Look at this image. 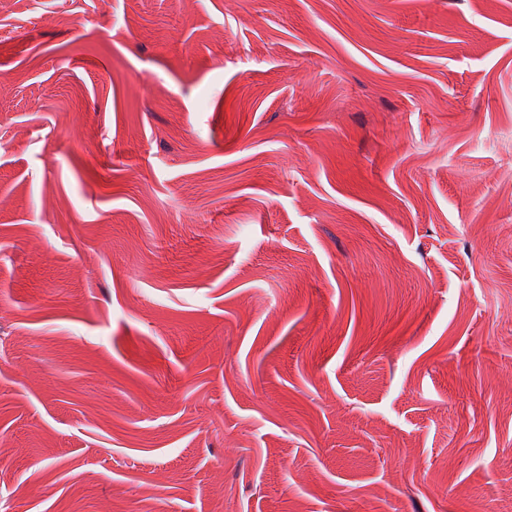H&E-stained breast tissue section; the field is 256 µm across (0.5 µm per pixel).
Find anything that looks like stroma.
<instances>
[{"mask_svg": "<svg viewBox=\"0 0 512 512\" xmlns=\"http://www.w3.org/2000/svg\"><path fill=\"white\" fill-rule=\"evenodd\" d=\"M0 512H512V0H0Z\"/></svg>", "mask_w": 512, "mask_h": 512, "instance_id": "1", "label": "stroma"}]
</instances>
